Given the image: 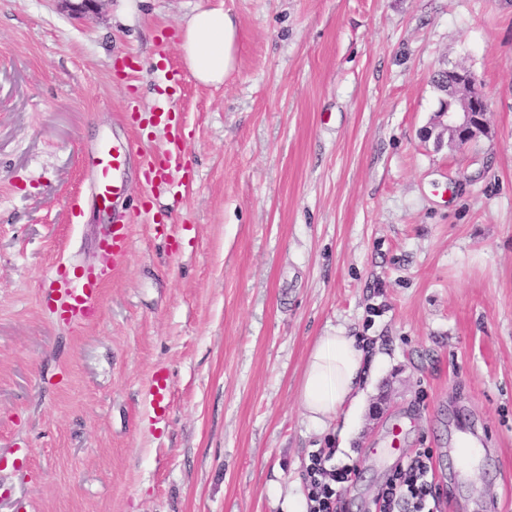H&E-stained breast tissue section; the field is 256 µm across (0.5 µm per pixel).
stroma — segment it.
<instances>
[{"instance_id":"stroma-1","label":"stroma","mask_w":512,"mask_h":512,"mask_svg":"<svg viewBox=\"0 0 512 512\" xmlns=\"http://www.w3.org/2000/svg\"><path fill=\"white\" fill-rule=\"evenodd\" d=\"M217 6L236 63L205 86L178 30ZM441 67L488 97L462 150L422 137ZM130 107L184 113L181 189L147 183L145 129L127 261L94 319L57 320L59 265L73 288L112 265L86 159ZM330 327L373 362L321 435L298 392ZM397 424L439 512H512V0H0V512H282L327 448L357 471L340 512H371ZM464 425L487 438L471 470ZM167 390V377L163 370L158 368L151 376L144 401L146 413L154 424H160L168 417L169 405L165 403Z\"/></svg>"}]
</instances>
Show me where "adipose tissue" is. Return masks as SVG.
<instances>
[{"label": "adipose tissue", "mask_w": 512, "mask_h": 512, "mask_svg": "<svg viewBox=\"0 0 512 512\" xmlns=\"http://www.w3.org/2000/svg\"><path fill=\"white\" fill-rule=\"evenodd\" d=\"M237 27L220 8L192 14L180 30V48L187 69L203 85H219L233 69ZM364 350L344 328L317 336L308 355L299 401L316 429L327 430L345 407L355 406L365 380Z\"/></svg>", "instance_id": "adipose-tissue-1"}]
</instances>
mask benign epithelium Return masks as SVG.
<instances>
[{"label":"benign epithelium","instance_id":"7a95c632","mask_svg":"<svg viewBox=\"0 0 512 512\" xmlns=\"http://www.w3.org/2000/svg\"><path fill=\"white\" fill-rule=\"evenodd\" d=\"M75 17H82L94 11L102 0H59ZM443 86L453 83L452 103L435 111L432 126L425 130L424 138H435L437 146H442L443 138H448L454 148L467 146L474 138L487 132L486 115L489 103L485 94L477 86L474 75L466 70H440Z\"/></svg>","mask_w":512,"mask_h":512}]
</instances>
